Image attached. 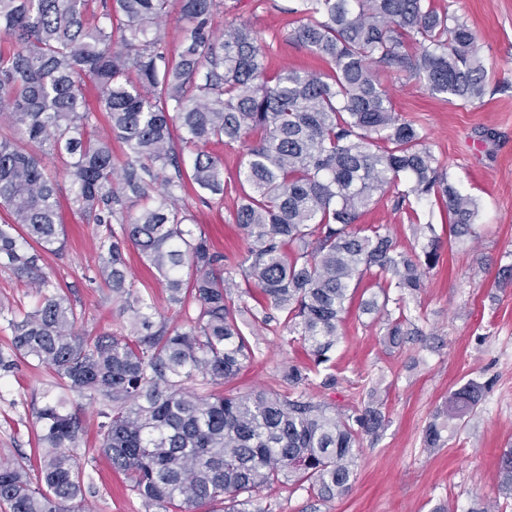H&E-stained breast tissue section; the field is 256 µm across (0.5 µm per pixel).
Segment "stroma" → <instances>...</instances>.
<instances>
[{
  "mask_svg": "<svg viewBox=\"0 0 512 512\" xmlns=\"http://www.w3.org/2000/svg\"><path fill=\"white\" fill-rule=\"evenodd\" d=\"M300 0H220L213 27L223 31L232 18L251 20L266 38L264 63L269 73L284 67L325 70L326 65L284 38L296 20ZM461 17L477 34L490 79L482 100L445 102L423 82L389 79L393 105L416 121L438 162L463 194L479 205L476 241L441 247L440 264L425 285L406 300L405 313L416 328L397 346L362 315L359 302L380 288L366 278L354 292L330 361L311 373L307 396L344 414L378 408L385 426L378 437H365L354 463V482L345 495L318 499L308 486L280 483L253 497L250 512H512V495L499 485L500 457L512 448V279L500 271L512 265V0H435ZM207 152L224 159V195L185 197L199 226L226 267H236L246 242L235 223L238 144H208ZM393 194L376 197L362 216L365 224H383L394 241L414 252L413 227L439 224L430 204L416 214L395 210ZM66 247L45 254L44 267L83 311L80 332L121 333L127 321L110 288L93 283L98 238L69 204L60 207ZM127 264L140 292L155 298L157 317L168 325H187L197 313L193 300L170 305L154 273L135 247ZM247 338L255 352L239 375L225 384L228 394L255 389L285 391L283 370L306 366L300 343L286 342L276 324L254 327ZM481 396L473 412L450 421L439 447L423 444L426 426L439 418L448 398L468 382ZM49 369L18 362L0 375V458L29 455L34 446L35 413L46 394L55 392ZM83 433L76 450L85 469L84 492L96 512H145L124 475L99 449L98 402L76 398Z\"/></svg>",
  "mask_w": 512,
  "mask_h": 512,
  "instance_id": "stroma-1",
  "label": "stroma"
}]
</instances>
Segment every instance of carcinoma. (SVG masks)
<instances>
[{
  "instance_id": "carcinoma-1",
  "label": "carcinoma",
  "mask_w": 512,
  "mask_h": 512,
  "mask_svg": "<svg viewBox=\"0 0 512 512\" xmlns=\"http://www.w3.org/2000/svg\"><path fill=\"white\" fill-rule=\"evenodd\" d=\"M180 2L187 28L172 60L160 25L169 0H100L98 12L93 0H0V113L14 131L0 139V272L39 296L34 308L8 316L0 306L11 332L0 370L31 360L53 370L58 385L101 402L102 450L148 508L176 502L180 512H197L220 503L224 512H246L254 492L284 479L333 499L351 489L360 442L378 435L385 417L312 401L310 373L330 360L364 276L382 285L381 295L361 301V313L383 324L394 346L411 334L404 294L422 288L440 261L434 225L413 227L421 245L411 256L383 225L358 220L376 195L392 191L395 209L410 214L434 199L448 239L476 236V201L449 180L420 126L395 112L386 79L405 74L446 100L481 99V46L466 21L434 0H301L285 40L330 72L286 68L269 77L250 21L227 22L216 36V0ZM89 79L106 136L84 133L95 119ZM177 128L182 143L199 148L187 178L199 195L224 196V161L201 147L215 140L242 148L241 284L224 276V255L192 228ZM29 143L67 158L65 183L45 173ZM63 195L85 223L104 228L94 272L129 314L124 334L80 335V312L40 265L42 253L65 248ZM130 244L162 279L169 304L193 295L198 312L189 324L155 321L152 296L128 278ZM184 267L193 270L189 282ZM241 286L256 302L252 324L278 322L312 362L284 370L283 393L219 391L252 356L231 295ZM478 401L475 384L457 389L448 417H464ZM70 405L48 395L35 413V476L21 460L0 461V506L9 512H89L73 452L82 420ZM499 477L511 493L512 448L501 455Z\"/></svg>"
}]
</instances>
